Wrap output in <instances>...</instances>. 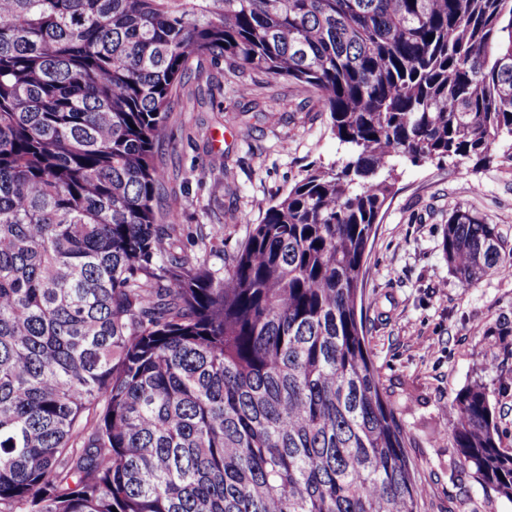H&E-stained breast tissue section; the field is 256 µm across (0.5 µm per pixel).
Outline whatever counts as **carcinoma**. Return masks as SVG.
<instances>
[{"label": "carcinoma", "instance_id": "carcinoma-1", "mask_svg": "<svg viewBox=\"0 0 512 512\" xmlns=\"http://www.w3.org/2000/svg\"><path fill=\"white\" fill-rule=\"evenodd\" d=\"M313 91L343 150L228 262L175 250L155 147L193 58ZM512 149V0H0V512H418L368 351L400 165ZM465 287L512 270L458 208ZM459 464L512 501L481 383Z\"/></svg>", "mask_w": 512, "mask_h": 512}]
</instances>
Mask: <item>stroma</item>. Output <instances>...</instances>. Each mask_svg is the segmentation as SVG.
I'll use <instances>...</instances> for the list:
<instances>
[{"instance_id": "obj_1", "label": "stroma", "mask_w": 512, "mask_h": 512, "mask_svg": "<svg viewBox=\"0 0 512 512\" xmlns=\"http://www.w3.org/2000/svg\"><path fill=\"white\" fill-rule=\"evenodd\" d=\"M338 141L315 94L229 62L193 61L161 131L156 157L170 180L155 202L176 210V247L232 256L252 224L311 165L333 163ZM476 211L512 252V150L488 164L405 163L377 224L366 265L363 316L381 386L407 392L399 416L424 489L419 512H512V501L456 467L451 405L483 383L503 447L512 448V271L463 287L441 243L449 215Z\"/></svg>"}]
</instances>
